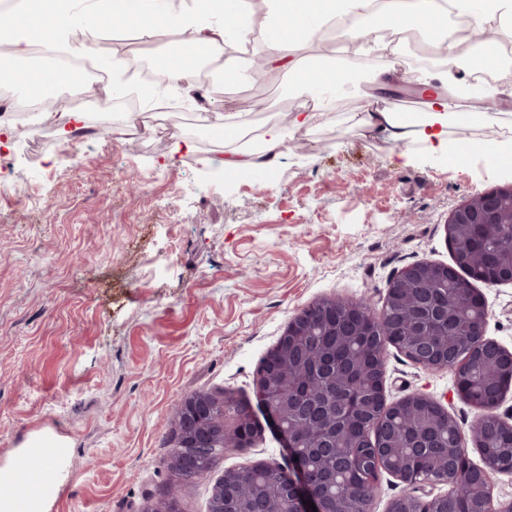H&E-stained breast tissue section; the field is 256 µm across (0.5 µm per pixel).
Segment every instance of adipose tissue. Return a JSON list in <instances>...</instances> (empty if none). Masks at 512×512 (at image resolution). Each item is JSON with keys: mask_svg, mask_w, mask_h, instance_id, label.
Returning <instances> with one entry per match:
<instances>
[{"mask_svg": "<svg viewBox=\"0 0 512 512\" xmlns=\"http://www.w3.org/2000/svg\"><path fill=\"white\" fill-rule=\"evenodd\" d=\"M266 22L253 29L251 0H15L11 22L0 33V84L22 90L35 104L55 95L60 88L79 84V77L28 66L33 44L41 39L56 43L74 30L92 36L83 47L93 52L96 40L108 37L128 20L134 21L141 39L156 41L171 27L192 30L186 44L166 46L153 55L155 71L170 84L189 90L195 85L199 65L209 62L216 50L232 48L217 73L219 79L245 83L249 64L242 52L252 42L261 43L269 67L279 69L288 83L305 100L316 104L337 94L358 90L348 66L326 57L303 54L322 27L331 20L354 16L370 20L395 33L423 32L437 49L445 69L457 68L465 53L449 33L450 25H465L486 32L491 52H476L475 64L494 74L497 81H512V65L498 50L500 38L512 35V0H265ZM315 115L294 113L287 127L271 125L262 130L257 148L234 152L223 161L227 175H242L274 166L288 132L308 128ZM467 112H452L448 100L438 94L425 103L415 117L391 107L371 108L358 113L363 136L382 140L408 157L409 146L420 140L431 150L445 155L454 151L448 139L451 127L470 123ZM40 451L39 473L27 479L22 463L29 448ZM67 443L55 433H36L28 447L19 448L13 458L0 462V512H50L52 488L67 478Z\"/></svg>", "mask_w": 512, "mask_h": 512, "instance_id": "ef3b65f1", "label": "adipose tissue"}]
</instances>
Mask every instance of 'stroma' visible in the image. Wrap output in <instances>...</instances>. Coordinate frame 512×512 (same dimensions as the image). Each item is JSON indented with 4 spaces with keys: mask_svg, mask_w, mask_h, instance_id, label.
I'll return each mask as SVG.
<instances>
[{
    "mask_svg": "<svg viewBox=\"0 0 512 512\" xmlns=\"http://www.w3.org/2000/svg\"><path fill=\"white\" fill-rule=\"evenodd\" d=\"M60 95L66 105L38 141L15 137L4 150L25 195L0 194V461L34 433L65 438L69 478L51 512H141L173 486L183 512H208L225 470L286 465L265 427L251 447L225 449L206 476L175 486L173 415L199 391L255 401L254 374L294 314L336 296L379 312L404 267L452 263L444 226L457 206L512 185V161L486 152L512 139V92L497 86L466 103L477 115L466 132H448L482 145L467 162L417 142L399 163L362 136L365 97H343L307 142L289 135L262 185L225 175L236 142L190 135L186 123L218 102L241 113L258 100L265 108L246 119L250 130L284 122L300 101L278 70L180 91L173 131L144 142L111 139L94 117L100 93ZM75 110L95 134L71 149L58 130ZM144 172L157 178L135 190L130 180ZM477 289L488 338L512 350V283ZM385 388L388 401L423 393L462 425L473 419L453 373L393 348Z\"/></svg>",
    "mask_w": 512,
    "mask_h": 512,
    "instance_id": "1",
    "label": "stroma"
}]
</instances>
